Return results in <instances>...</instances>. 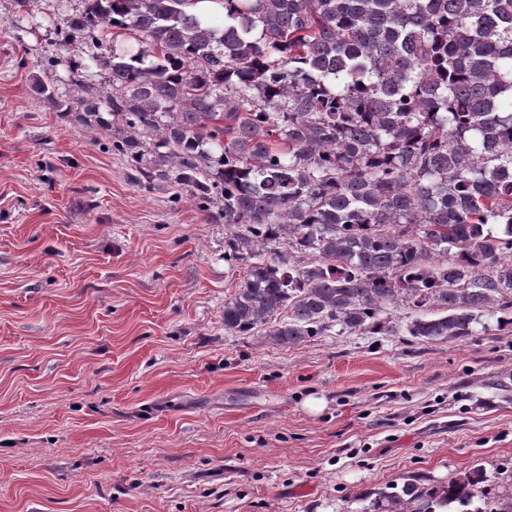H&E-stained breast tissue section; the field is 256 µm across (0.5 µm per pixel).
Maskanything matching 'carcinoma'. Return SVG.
<instances>
[{
	"mask_svg": "<svg viewBox=\"0 0 512 512\" xmlns=\"http://www.w3.org/2000/svg\"><path fill=\"white\" fill-rule=\"evenodd\" d=\"M75 101L133 181L174 182L244 270L224 332L426 343L512 328V0H82ZM130 34L133 42L109 34ZM107 71L104 84L83 72ZM407 310L400 327L388 310ZM288 311L286 319L278 315ZM361 512H512L475 465L360 496Z\"/></svg>",
	"mask_w": 512,
	"mask_h": 512,
	"instance_id": "cac0c4a2",
	"label": "carcinoma"
}]
</instances>
